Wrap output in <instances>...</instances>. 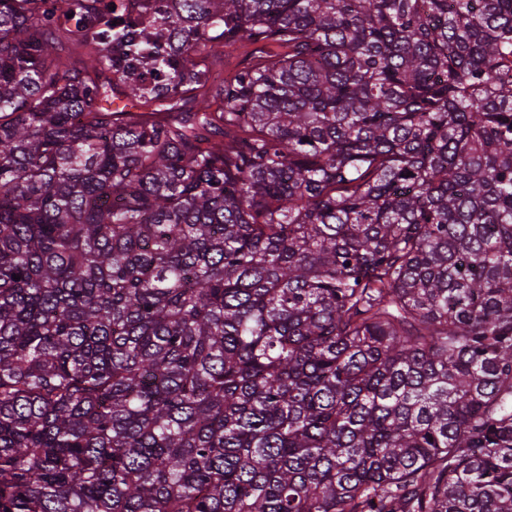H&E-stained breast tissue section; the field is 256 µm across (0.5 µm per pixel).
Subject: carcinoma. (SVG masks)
I'll use <instances>...</instances> for the list:
<instances>
[{
  "label": "carcinoma",
  "mask_w": 512,
  "mask_h": 512,
  "mask_svg": "<svg viewBox=\"0 0 512 512\" xmlns=\"http://www.w3.org/2000/svg\"><path fill=\"white\" fill-rule=\"evenodd\" d=\"M0 512H512V0H0Z\"/></svg>",
  "instance_id": "cac0c4a2"
}]
</instances>
